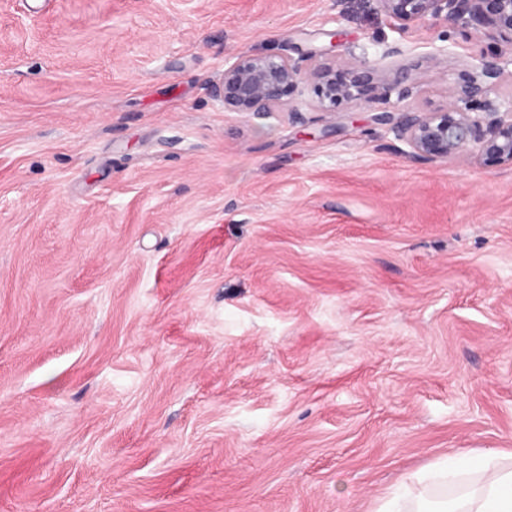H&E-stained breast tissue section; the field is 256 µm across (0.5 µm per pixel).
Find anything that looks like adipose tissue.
Returning <instances> with one entry per match:
<instances>
[{
  "mask_svg": "<svg viewBox=\"0 0 512 512\" xmlns=\"http://www.w3.org/2000/svg\"><path fill=\"white\" fill-rule=\"evenodd\" d=\"M377 512H512V452L458 454L409 476Z\"/></svg>",
  "mask_w": 512,
  "mask_h": 512,
  "instance_id": "adipose-tissue-1",
  "label": "adipose tissue"
}]
</instances>
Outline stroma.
Instances as JSON below:
<instances>
[{
  "mask_svg": "<svg viewBox=\"0 0 512 512\" xmlns=\"http://www.w3.org/2000/svg\"><path fill=\"white\" fill-rule=\"evenodd\" d=\"M484 48L375 0H0V512H375L512 450V168L405 158L371 91L210 93L322 49L437 112ZM321 56V50L298 59L282 54H237L213 81L211 95L228 112L266 116L286 110L293 120L300 121L302 108L285 99L291 93L297 91L302 96L309 88L316 106L333 112L336 102L356 98L373 84L374 68L360 63L336 71L335 66L313 64Z\"/></svg>",
  "mask_w": 512,
  "mask_h": 512,
  "instance_id": "stroma-1",
  "label": "stroma"
}]
</instances>
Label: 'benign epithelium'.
Instances as JSON below:
<instances>
[{"mask_svg": "<svg viewBox=\"0 0 512 512\" xmlns=\"http://www.w3.org/2000/svg\"><path fill=\"white\" fill-rule=\"evenodd\" d=\"M378 7L404 32L429 21L462 23L474 30L494 52L482 56L466 70L461 82L448 92V103L439 112H418L406 104L411 87L409 74L380 82V95L391 109L375 120L389 126L405 145L401 153L411 160L446 162L467 154L480 163L512 167V94L488 98L506 75L512 77V0H377ZM320 51L298 59L282 54H247L233 57L211 85L212 97L226 112L266 116L284 110L301 120L302 108L286 97L310 90L316 106L332 112L336 102L353 99L374 80L375 69L354 64L345 70L316 60Z\"/></svg>", "mask_w": 512, "mask_h": 512, "instance_id": "benign-epithelium-1", "label": "benign epithelium"}]
</instances>
